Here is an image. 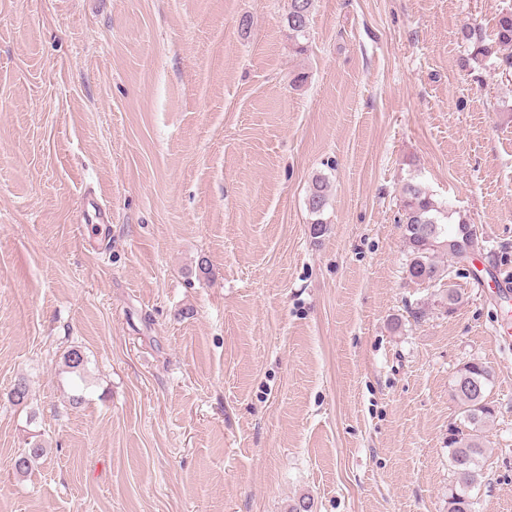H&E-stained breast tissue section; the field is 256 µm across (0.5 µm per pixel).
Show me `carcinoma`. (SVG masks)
<instances>
[{
  "instance_id": "carcinoma-1",
  "label": "carcinoma",
  "mask_w": 512,
  "mask_h": 512,
  "mask_svg": "<svg viewBox=\"0 0 512 512\" xmlns=\"http://www.w3.org/2000/svg\"><path fill=\"white\" fill-rule=\"evenodd\" d=\"M312 0H290L287 26L291 36L305 34ZM461 42L473 48L474 59L488 58L499 49L512 48V10L501 13L497 19L493 39L476 27L464 25L458 32ZM329 184L326 177L316 175L312 179L307 204L310 213L316 216L312 232L319 236L325 226L319 216L329 205ZM403 237L408 255L405 273L413 279L421 270L437 280L445 274L438 258L446 256L451 263L460 265L463 253L475 254L479 246L478 236L471 232V224L461 219L448 227V208L435 201L425 186L418 182L405 184L402 190ZM63 365L71 373H79L85 366L81 350L72 348L63 355ZM492 371L484 364L471 362L464 365L454 380L453 397L458 401L464 421L470 430L453 431L448 439L449 460L453 473V484L448 493V512H473L471 491L481 478L482 460L486 454L485 444L479 435L481 427L492 417L493 408L487 402L486 391L493 382ZM29 388L25 380L15 381L8 399L15 405L27 402ZM46 448L35 439L13 458V468L18 474H26L36 460L44 457Z\"/></svg>"
}]
</instances>
